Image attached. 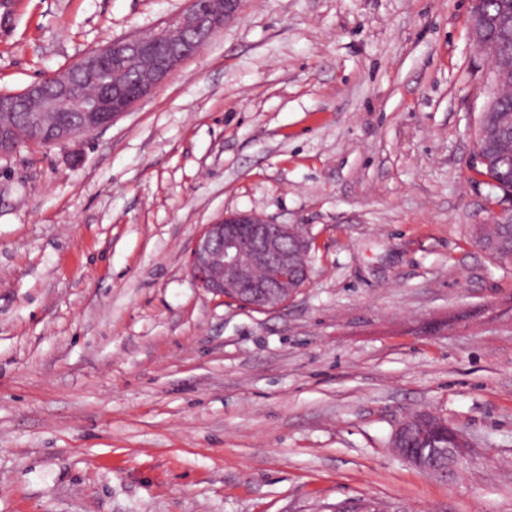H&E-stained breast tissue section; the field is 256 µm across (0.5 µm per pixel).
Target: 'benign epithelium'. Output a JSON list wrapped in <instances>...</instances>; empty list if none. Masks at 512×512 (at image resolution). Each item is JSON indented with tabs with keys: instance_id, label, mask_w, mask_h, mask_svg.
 Here are the masks:
<instances>
[{
	"instance_id": "1",
	"label": "benign epithelium",
	"mask_w": 512,
	"mask_h": 512,
	"mask_svg": "<svg viewBox=\"0 0 512 512\" xmlns=\"http://www.w3.org/2000/svg\"><path fill=\"white\" fill-rule=\"evenodd\" d=\"M202 10L190 0L185 13L150 35L117 39L89 51L63 71L26 86L19 92L0 93V113L19 112L35 100L39 108L26 124L12 129L13 141L3 140L0 154L14 150L13 143L40 140L49 145L66 143L102 129L139 101L154 93L185 59L201 52L206 43L234 18L239 0H211ZM473 40L488 44V32L498 22L472 0ZM148 57L152 66L137 75L134 88L104 82L112 62H132ZM490 70L512 71V53L488 57ZM80 112L74 125L58 124L48 113ZM312 241L294 237L292 225L275 223L254 211H237L203 227L189 257V273L197 285L225 302L252 310H276L299 290L309 277ZM391 447L420 472L452 474L471 452L472 442L462 431L424 411L416 421L397 424Z\"/></svg>"
}]
</instances>
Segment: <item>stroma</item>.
I'll return each instance as SVG.
<instances>
[{
    "label": "stroma",
    "instance_id": "1",
    "mask_svg": "<svg viewBox=\"0 0 512 512\" xmlns=\"http://www.w3.org/2000/svg\"><path fill=\"white\" fill-rule=\"evenodd\" d=\"M189 0H0V92ZM468 0H240L165 84L0 155V512H512V266L474 241ZM234 211L312 240L259 312L199 288ZM431 411L453 480L390 446ZM414 415L408 420L416 419ZM439 416L432 412H421L416 421L410 426L407 420H402L395 427L391 436V447L409 464L426 475L453 474L467 459L473 447L470 438L462 431L454 428L449 423L438 420ZM433 424L436 432L444 433L448 439V448H438V434L426 433L427 424ZM413 428L420 430L424 446L422 448H408L407 437Z\"/></svg>",
    "mask_w": 512,
    "mask_h": 512
}]
</instances>
